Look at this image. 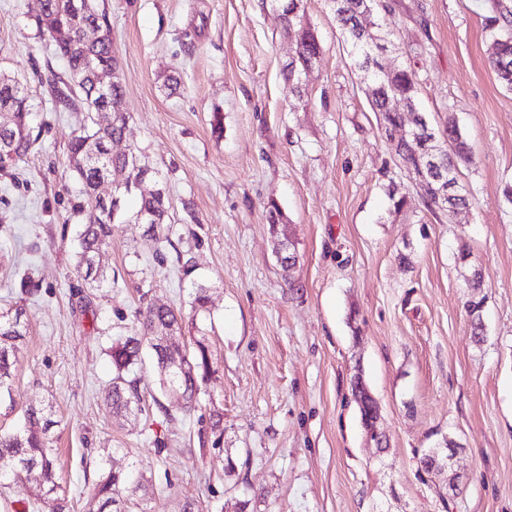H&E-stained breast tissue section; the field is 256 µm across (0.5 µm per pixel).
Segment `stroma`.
Returning <instances> with one entry per match:
<instances>
[{"label": "stroma", "mask_w": 512, "mask_h": 512, "mask_svg": "<svg viewBox=\"0 0 512 512\" xmlns=\"http://www.w3.org/2000/svg\"><path fill=\"white\" fill-rule=\"evenodd\" d=\"M389 2L399 50L423 46L422 110L440 127L455 119L471 148L463 221L428 210L400 166L329 0H303L323 52L298 84L283 75L291 47L276 0H99L130 115L124 142L156 169L172 233L113 225L107 282L92 289L76 270L69 167L88 115L51 91L64 62L40 35V0H0V73L30 88L39 133L0 171V311L24 308L27 321L0 431L26 404H52L71 512L107 448L115 467L140 464L149 479L143 512L188 501L200 512H512V91L488 65V0ZM393 188L407 198L397 215ZM272 202L299 257L291 269L275 254ZM197 281L213 320L198 410L183 417L170 393L113 418L112 342L143 301L189 310ZM358 375L380 407L376 443L352 395ZM446 442L459 447L453 486L419 464Z\"/></svg>", "instance_id": "stroma-1"}]
</instances>
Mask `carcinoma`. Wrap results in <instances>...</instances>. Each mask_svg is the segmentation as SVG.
Instances as JSON below:
<instances>
[{"mask_svg":"<svg viewBox=\"0 0 512 512\" xmlns=\"http://www.w3.org/2000/svg\"><path fill=\"white\" fill-rule=\"evenodd\" d=\"M82 6L79 22L63 28H44L42 34L54 42L56 51L66 60L68 73L54 83L57 99L65 105L83 112H91V105L110 108V120L105 125L93 121L71 137L69 163L79 184L78 195L72 205L83 229L79 235L76 251V267L90 282L100 281L103 270L100 256L109 245L114 224H140L142 220L155 217L152 226L163 236L170 232L169 202L159 195L146 193L140 188L143 174L155 178L156 171L145 160L141 150L136 155L110 152L112 141L124 135L129 115L125 109V89L120 79L112 83L108 98L99 93L96 68L104 63L118 67L112 49V38L103 27L105 13L101 12L97 0H42L43 12L54 16H65L73 9V2ZM283 27L302 22L305 12L302 0H278ZM367 0H332L336 23L351 47L353 60L359 65L374 63L385 65L378 58L375 44L378 30L376 21L361 17ZM97 25L102 28L100 38L89 40L83 27ZM484 29L490 39L498 43L497 51L489 56V67L503 87L512 90V7L504 0H493L490 15L484 19ZM322 55V47L316 35L307 32L294 47L293 54L285 66L290 80L301 81L305 70L313 66ZM418 52L399 66L393 81L367 93L371 108L379 116L380 126L397 124L398 114L391 111V102L403 99L408 104L416 101L418 80L415 60ZM31 91L18 80L0 74V110L14 108L11 122H0V152H5L9 165L22 161L32 150L35 139L32 134L13 141L15 132L29 128ZM447 138L452 148L443 154L434 151L435 139ZM400 164L407 168H427V185L423 186L428 209L438 207L432 188L448 181L449 174L459 171L458 162L471 160L470 147L460 128L448 124L442 130L430 126L426 117H421L418 132L414 137L401 141L396 147ZM108 179L115 183L113 193L119 202H103L97 199V187ZM207 288H196L189 314L167 306L148 305L136 311L129 327V334L112 343L109 357L112 362V378L105 389V402L112 415L127 418L142 410L145 390L137 376V367L142 364L143 348H150L155 355L160 377V390L174 391L182 397L184 413L196 410L199 396L208 381L211 361L206 336L193 339L189 348L182 336V323L193 321L201 314H208ZM165 331L171 342L158 347L152 336ZM26 335V324L20 308L13 312L0 313V390L11 391L7 380L11 377L12 358L20 351ZM360 415L378 408L368 388L352 387ZM55 421L45 406L30 405L24 410L23 423L17 429L0 432V481L15 486L18 492L33 497L45 504L47 512H69L68 499L57 476V456L50 435ZM135 469L116 471L106 465L99 466V473L91 495L85 503V512H127L128 505L140 497L141 477L134 475Z\"/></svg>","mask_w":512,"mask_h":512,"instance_id":"carcinoma-1","label":"carcinoma"}]
</instances>
